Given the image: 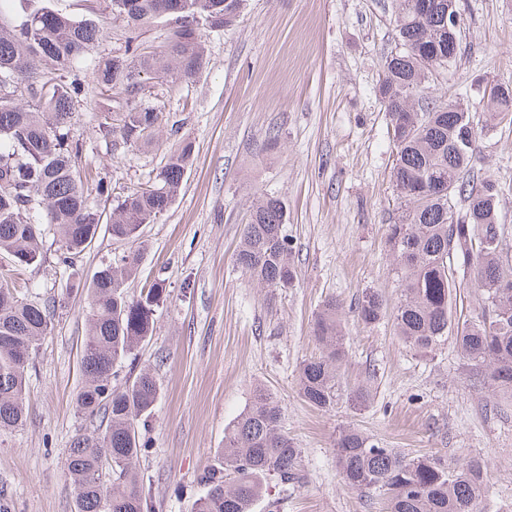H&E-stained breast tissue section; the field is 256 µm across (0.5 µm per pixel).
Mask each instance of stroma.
<instances>
[{"label":"stroma","instance_id":"35a3bbf8","mask_svg":"<svg viewBox=\"0 0 512 512\" xmlns=\"http://www.w3.org/2000/svg\"><path fill=\"white\" fill-rule=\"evenodd\" d=\"M395 4L246 0L234 25L201 28L205 65L194 81L148 80L143 104L161 101L165 111L152 145L127 148L103 129L121 101L107 97L93 75L98 57L124 51L127 27L110 0H18L20 14L49 8L106 28L83 64L85 91L73 120L85 191L104 175L113 196L123 195L153 179L182 141L194 145L179 198L140 230L146 249L128 283L136 295L163 281L167 299L135 362L118 369L122 382L150 369L160 385L139 458L140 471L153 479L154 512H191L225 428L259 386L276 397L280 428L302 450V484L288 491L269 484L280 512H385L383 501L339 474L334 444L348 426L411 457L481 460L495 503L512 512V401L475 380L454 340L420 356L391 320L367 326L355 315L365 289H378L391 304L400 296L386 247L387 226L398 216L395 150L376 94L395 47ZM458 10L457 63L430 77L428 94L461 101L482 119L490 111L485 85L512 83V0H458ZM473 166L497 181L499 219L512 229V125L482 137ZM263 195L288 208L297 272L293 286L273 292L234 264L242 228ZM131 247L100 231L67 269L57 262L58 243L47 241L43 263L27 272L32 300L64 302L32 359L26 420L0 436V486L11 493V512L75 510L63 459L71 438L90 426L75 404L87 299L62 290ZM330 298L343 306L345 377L367 382L372 396L359 407L343 396L334 410L321 411L303 401L297 379L302 360L318 351L313 316Z\"/></svg>","mask_w":512,"mask_h":512}]
</instances>
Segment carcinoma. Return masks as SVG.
I'll list each match as a JSON object with an SVG mask.
<instances>
[{
	"label": "carcinoma",
	"instance_id": "carcinoma-1",
	"mask_svg": "<svg viewBox=\"0 0 512 512\" xmlns=\"http://www.w3.org/2000/svg\"><path fill=\"white\" fill-rule=\"evenodd\" d=\"M13 0H0V253L19 255L16 276L0 282V434L26 418L27 373L32 355L47 335L55 305L26 297L21 271L43 260L42 239L61 242L59 263L67 268L98 236L101 213L90 205L76 161L83 143L71 131L76 103L84 90L79 61L105 36L104 26L49 9L26 13L6 24ZM130 35L124 52L98 62L94 78L125 100L119 122L104 129L126 147L149 143L161 108L139 100L150 76L171 83L193 81L203 68L200 27L233 25L244 0H111ZM456 0H398V44L386 57L378 96L389 119L396 152L392 182L400 214L387 227V246L400 288L388 308L367 289L356 308L366 325L393 319L402 341L431 354L454 331L455 344L476 375L494 392L512 398V238L498 215L499 189L489 176L470 173L479 138L488 125L457 101L424 96L432 71H452L459 29L448 26V6ZM157 18L175 21L167 48L143 51L139 30ZM492 116L512 124V84H491ZM193 145L183 141L151 185L113 199L108 229L112 238L135 242L175 203ZM286 206L264 196L243 226L236 267L262 288H287L296 278L285 234ZM132 251L101 265L82 284L87 296L83 341L84 383L79 412L100 419L89 433L76 434L66 449L64 474L75 512H153L152 479L136 460L147 448L139 426L152 414L159 386L140 370L112 384L114 368L135 356L151 338L166 288L157 281L136 297L126 282L138 270ZM475 288V306L452 324L457 300L455 273ZM312 337L320 353L302 361L299 392L309 405L336 406L345 360L343 312L335 299L314 316ZM281 407L258 389L251 403L225 429L218 463L202 480L205 493L193 512H253L267 483L301 481V449L280 429ZM339 473L350 487L383 500L387 512H488L491 485L479 461L446 464L423 454L408 457L371 440L354 427L336 437Z\"/></svg>",
	"mask_w": 512,
	"mask_h": 512
}]
</instances>
